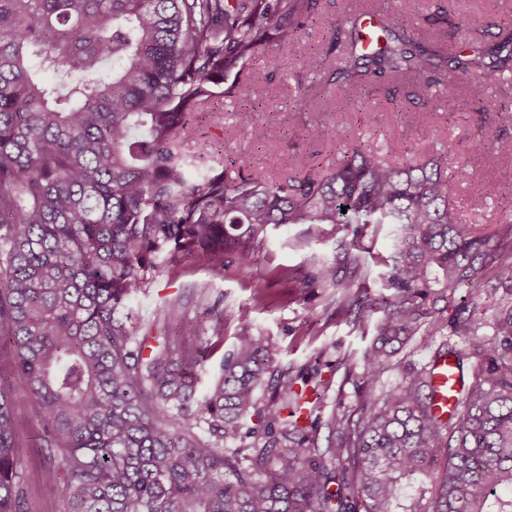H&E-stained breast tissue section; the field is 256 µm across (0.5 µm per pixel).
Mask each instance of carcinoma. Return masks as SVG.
I'll list each match as a JSON object with an SVG mask.
<instances>
[{
	"mask_svg": "<svg viewBox=\"0 0 512 512\" xmlns=\"http://www.w3.org/2000/svg\"><path fill=\"white\" fill-rule=\"evenodd\" d=\"M377 3L333 23L347 40L326 85L345 105L363 108L376 83L463 79L467 98L448 89V111L462 112L493 77L487 57L512 71V23L496 25L492 47L444 42L414 36L405 13ZM318 6L0 0V353L11 355L0 376V512H30L17 391L37 411L45 493L63 495V512H397L403 488L430 472L431 498L405 512H512V222L493 238L457 223L466 164L449 147L398 163L391 142L380 155L357 141L322 173L234 174L212 144L186 149L206 136L198 115L244 85L266 43H298ZM366 16L383 45L364 46ZM236 121L267 141L253 108ZM289 224L339 236L336 260L313 263L301 287L336 289L362 336L375 322L359 356L358 416L328 419L337 441L325 448L317 425L300 424L315 403L249 325L201 392L217 351L207 322L187 320L174 299L146 325L138 306L159 273L197 257L219 274L245 268ZM382 233L394 244L377 273L363 239ZM461 288L471 305L448 317ZM447 335L467 347L437 357L469 365L472 381L442 422L428 368L388 389L381 377L414 337ZM263 384L274 401L258 407ZM252 415L261 426L247 427Z\"/></svg>",
	"mask_w": 512,
	"mask_h": 512,
	"instance_id": "1",
	"label": "carcinoma"
}]
</instances>
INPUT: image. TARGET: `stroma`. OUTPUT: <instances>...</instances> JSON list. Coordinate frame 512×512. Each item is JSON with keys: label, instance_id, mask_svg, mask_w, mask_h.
Masks as SVG:
<instances>
[{"label": "stroma", "instance_id": "35a3bbf8", "mask_svg": "<svg viewBox=\"0 0 512 512\" xmlns=\"http://www.w3.org/2000/svg\"><path fill=\"white\" fill-rule=\"evenodd\" d=\"M450 7L452 16L471 17L483 24L512 21V0H451ZM355 8L356 0H321L300 42L278 48V71L269 70L264 56L249 61L252 78L240 93L256 106L270 138L267 147H257L237 128L235 103L225 102L223 110L207 117L205 130L209 139L221 144L228 167L268 166L288 174L304 166L318 169L333 163L344 145L368 138V130L350 109L337 108L321 119L292 109L302 86L318 80L307 70L310 55L323 53L332 23ZM447 94L442 86L425 91L409 86L396 91L395 103H388L378 93L367 100L366 107L396 143L400 160L426 157L447 145L454 147L472 173L455 193V213L471 232L491 235L500 223L512 220V159L493 149L497 139H512V122L492 118L501 105L512 106V73L489 81L481 112L448 114ZM487 182L498 186V198H484L481 186ZM336 253L335 238H321L307 233L305 225L290 224L271 232L246 271L229 269L217 275L198 258L160 274L138 302L150 318L167 301L182 298L191 320L217 305L222 314L221 355L233 350L241 325L250 324L254 333L266 337L279 370L295 374L317 369L319 380L328 385L321 419L350 415L357 412L363 389L362 367L349 353L360 350L362 342L345 323L332 289L307 290L292 276L293 271L308 268L314 261L334 260ZM258 293L265 296L260 305L254 301ZM431 354L423 341H411L393 357L381 378L383 386L399 383L426 365ZM14 404L26 450V487L32 512H63L62 497L49 498L43 493L47 469L38 453L42 440L36 410L22 392L16 393Z\"/></svg>", "mask_w": 512, "mask_h": 512}]
</instances>
